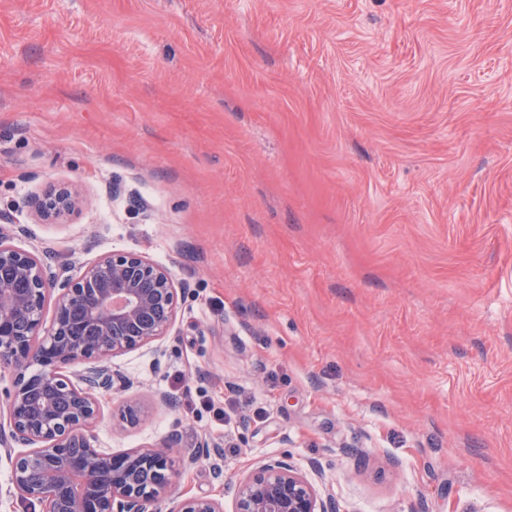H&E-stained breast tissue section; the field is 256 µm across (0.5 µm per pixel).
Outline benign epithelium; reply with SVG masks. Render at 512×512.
<instances>
[{"instance_id":"benign-epithelium-1","label":"benign epithelium","mask_w":512,"mask_h":512,"mask_svg":"<svg viewBox=\"0 0 512 512\" xmlns=\"http://www.w3.org/2000/svg\"><path fill=\"white\" fill-rule=\"evenodd\" d=\"M79 190L51 186L31 199L38 222L63 224L78 209ZM22 228L0 214V370L15 376L4 393L7 423L0 446L22 447L11 458V484L43 512H158L176 470L197 455L173 446L112 454L96 447L99 395L130 381L112 372L113 357L164 339L178 312L168 267L131 251H113L59 279L47 251L13 244ZM54 295V317L43 311ZM86 361L82 372L68 369ZM147 408L136 399L119 422L138 424ZM234 512H338L330 495L288 457H266L232 483ZM170 512H222L210 496L181 499Z\"/></svg>"}]
</instances>
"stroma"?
I'll list each match as a JSON object with an SVG mask.
<instances>
[{
	"instance_id": "1",
	"label": "stroma",
	"mask_w": 512,
	"mask_h": 512,
	"mask_svg": "<svg viewBox=\"0 0 512 512\" xmlns=\"http://www.w3.org/2000/svg\"><path fill=\"white\" fill-rule=\"evenodd\" d=\"M0 212L181 283L95 429L199 450L173 495L286 455L339 512H512V0H0ZM80 202V192L75 186L61 184L34 196L31 206L38 223L63 224L75 213Z\"/></svg>"
}]
</instances>
